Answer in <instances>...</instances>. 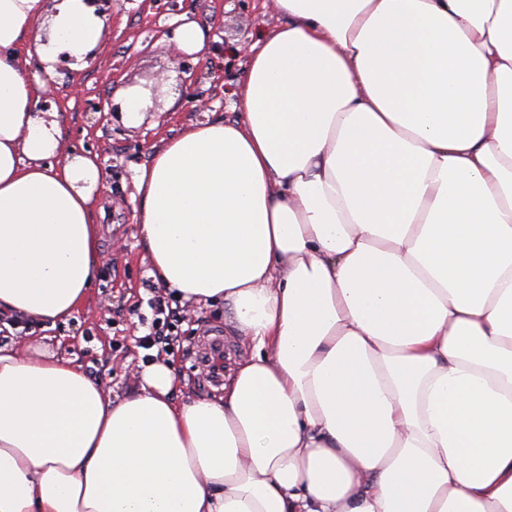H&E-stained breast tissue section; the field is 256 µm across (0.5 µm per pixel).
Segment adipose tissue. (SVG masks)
<instances>
[{
    "instance_id": "obj_1",
    "label": "adipose tissue",
    "mask_w": 512,
    "mask_h": 512,
    "mask_svg": "<svg viewBox=\"0 0 512 512\" xmlns=\"http://www.w3.org/2000/svg\"><path fill=\"white\" fill-rule=\"evenodd\" d=\"M240 118L134 176L151 276L251 345L223 396L0 343V512H512V0H276ZM85 0H0V320L67 322L103 177L29 73Z\"/></svg>"
}]
</instances>
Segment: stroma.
I'll return each instance as SVG.
<instances>
[{
    "instance_id": "35a3bbf8",
    "label": "stroma",
    "mask_w": 512,
    "mask_h": 512,
    "mask_svg": "<svg viewBox=\"0 0 512 512\" xmlns=\"http://www.w3.org/2000/svg\"><path fill=\"white\" fill-rule=\"evenodd\" d=\"M102 48L74 78L58 77L55 95L66 128V147L98 155L103 185L104 239L98 279L75 319L55 327L33 325L44 351L77 359L90 377L122 394L140 379L148 352L137 339L149 331L150 264L134 220L137 168L164 141L192 123L236 120L233 93L245 75L244 45L282 23L275 0H119ZM192 20L214 38L208 60L188 56L194 73L190 95L178 90L176 44L169 32ZM155 94L157 104L139 124L126 121L121 106L128 93ZM224 329L222 306H188L177 339L166 351L187 384L186 395L217 397L198 359L203 336Z\"/></svg>"
}]
</instances>
